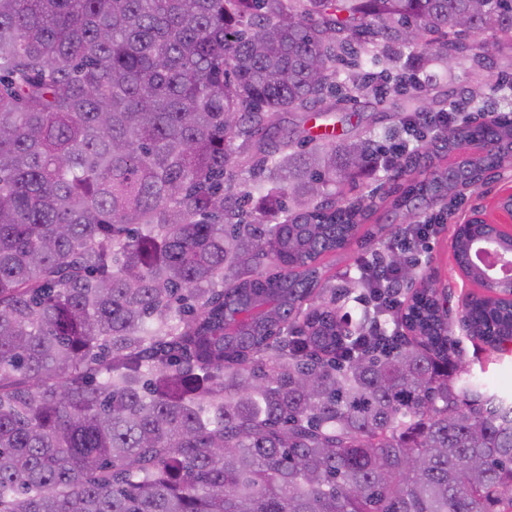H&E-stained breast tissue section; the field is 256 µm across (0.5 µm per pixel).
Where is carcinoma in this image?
<instances>
[{
  "label": "carcinoma",
  "instance_id": "1",
  "mask_svg": "<svg viewBox=\"0 0 512 512\" xmlns=\"http://www.w3.org/2000/svg\"><path fill=\"white\" fill-rule=\"evenodd\" d=\"M488 30L512 0H0V512H512V399L458 360L436 289L387 308L320 263L512 165L437 169L471 129L379 49L479 64ZM374 83L415 89L398 128L311 111ZM298 111L319 132L281 128ZM471 131L512 144V117ZM381 160L402 190L347 197ZM411 231L374 261L400 289ZM474 239L453 252L479 283ZM511 326L476 309L471 336Z\"/></svg>",
  "mask_w": 512,
  "mask_h": 512
}]
</instances>
